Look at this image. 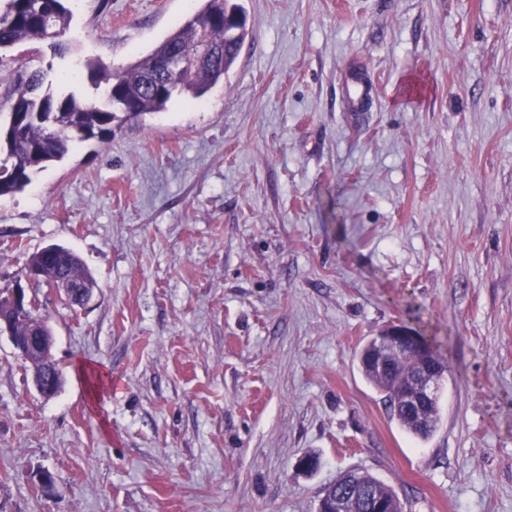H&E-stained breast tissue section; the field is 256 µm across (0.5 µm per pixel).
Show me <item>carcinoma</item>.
<instances>
[{"mask_svg": "<svg viewBox=\"0 0 512 512\" xmlns=\"http://www.w3.org/2000/svg\"><path fill=\"white\" fill-rule=\"evenodd\" d=\"M202 2L179 29L124 71L112 74L90 68L91 82L97 87L105 85L103 104L72 93L57 94L49 87L45 89L43 76L37 72L10 82L3 94L9 112L0 125V130L9 131L6 136L0 135V152L6 154L5 159H0V196L22 191L34 173L62 159L72 144L90 139L107 143L112 140L114 129L136 123L145 114L160 112L176 98H199L228 75L237 62L238 50L249 36L246 24L235 22L245 15L244 9L236 0ZM71 21L64 0H5V6L0 7V50L22 43L56 40L70 29ZM201 34L218 49L217 60L195 74L167 84L159 62L172 53L186 59L194 57ZM28 267L38 271V282L48 285L59 280L74 284L93 280L70 250L59 260L36 252ZM41 323H46V318L35 307L15 318L13 329L18 336H29ZM374 346L372 338L358 353L362 376L384 393L392 417L407 433L420 439L430 437L440 420L439 401L428 406L424 425L417 422V416L396 404V379L414 368L415 353L404 352L389 371L380 373L370 362ZM353 488L356 512H371V504H384L390 512L401 506L393 490L368 472L359 473V481Z\"/></svg>", "mask_w": 512, "mask_h": 512, "instance_id": "carcinoma-1", "label": "carcinoma"}]
</instances>
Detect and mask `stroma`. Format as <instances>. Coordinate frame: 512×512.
Returning a JSON list of instances; mask_svg holds the SVG:
<instances>
[{
    "label": "stroma",
    "instance_id": "stroma-1",
    "mask_svg": "<svg viewBox=\"0 0 512 512\" xmlns=\"http://www.w3.org/2000/svg\"><path fill=\"white\" fill-rule=\"evenodd\" d=\"M240 2L250 37L204 97L0 197V289L50 245L97 284L81 310L39 290L55 396L0 335V512H317L348 471L404 512H512V0ZM68 6L64 52L2 50L1 78L103 100L87 61L124 70L200 3ZM393 323L448 364L425 441L358 369Z\"/></svg>",
    "mask_w": 512,
    "mask_h": 512
}]
</instances>
